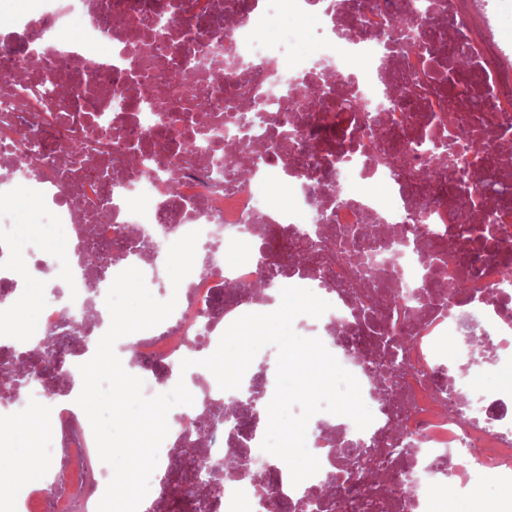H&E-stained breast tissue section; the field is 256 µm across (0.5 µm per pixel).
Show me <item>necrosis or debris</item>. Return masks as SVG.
I'll list each match as a JSON object with an SVG mask.
<instances>
[{
  "label": "necrosis or debris",
  "mask_w": 512,
  "mask_h": 512,
  "mask_svg": "<svg viewBox=\"0 0 512 512\" xmlns=\"http://www.w3.org/2000/svg\"><path fill=\"white\" fill-rule=\"evenodd\" d=\"M9 9L13 25L0 32V306L17 286L48 273L39 234L18 241V189L44 199L37 219L62 227L67 295L41 299L32 327L0 318V366L30 354L28 336L68 337L72 323L102 337L110 326L106 294L115 276L140 269L148 288L166 282L171 243L199 231L191 273L181 282L173 313L156 327L124 337L121 352L153 396L171 390L182 360L210 356L239 317L261 310L255 289L277 263L289 278L334 307L322 316L324 345L355 350L343 366L358 380L374 420L363 430L331 420L307 429L323 469L288 488L290 502L337 486L342 468L332 449L359 442L381 448L368 483L375 498L343 495L340 512H438L431 488L454 477L464 497L487 472L512 481V394L473 386L462 350L484 337L492 368L512 365V291L500 288L512 248L478 250L476 236L512 238V171L497 161L512 143V48L484 37L475 13L485 0H33ZM466 61L469 76L456 73ZM156 97L142 105L143 86ZM404 95L389 98V86ZM457 123L440 127L441 113ZM40 140L29 151L21 131ZM85 142L80 159L66 150ZM453 143L465 161L453 176L418 177L431 157L430 140ZM246 153L248 170L211 161L228 149ZM175 171L179 192H163ZM493 211V223L464 221ZM371 232L367 258L376 275L360 283L356 265L331 259ZM441 238L443 249H416ZM244 248L223 261L225 245ZM106 250L105 274L84 268L82 253ZM465 288L449 291V283ZM430 294L419 318L368 307L364 294L396 298L415 287ZM402 336L403 360L392 370L393 399L377 398L366 369L387 337ZM449 337L457 350L439 362L431 343ZM81 383H40L25 394L0 387V423L31 402L53 404L54 426L72 444L51 485L21 486L0 512H73V491L89 487L82 512H96L111 468L97 451L90 422L77 404ZM262 419L241 411L206 446L210 467L228 449L256 460ZM490 446L476 464L470 448ZM196 440L184 424L170 427L158 461L166 512H268L257 495L253 467L228 476L219 491L202 481L185 455Z\"/></svg>",
  "instance_id": "4bbe7bcc"
}]
</instances>
